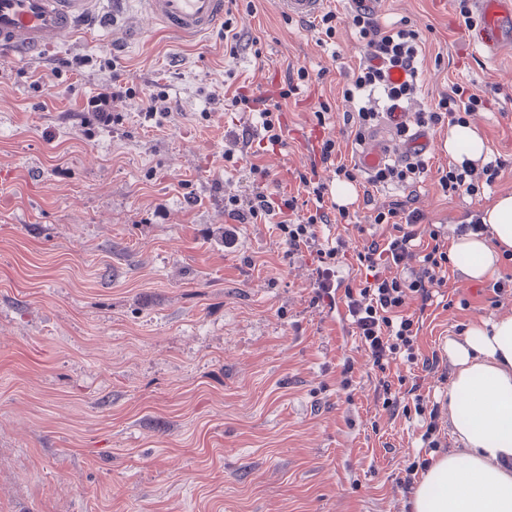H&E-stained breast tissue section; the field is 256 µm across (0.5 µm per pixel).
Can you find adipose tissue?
Masks as SVG:
<instances>
[{"label": "adipose tissue", "mask_w": 512, "mask_h": 512, "mask_svg": "<svg viewBox=\"0 0 512 512\" xmlns=\"http://www.w3.org/2000/svg\"><path fill=\"white\" fill-rule=\"evenodd\" d=\"M445 147L459 163L486 153L467 125L452 126ZM481 221L489 237L470 234L454 245L463 272L475 280L512 253V194L495 199ZM447 350L456 369L448 388L454 446L423 476L415 512H512V317L472 325L464 340L449 339Z\"/></svg>", "instance_id": "ef3b65f1"}]
</instances>
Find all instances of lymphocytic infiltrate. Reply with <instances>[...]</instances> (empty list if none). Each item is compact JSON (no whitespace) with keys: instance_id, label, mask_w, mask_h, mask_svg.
Segmentation results:
<instances>
[{"instance_id":"obj_1","label":"lymphocytic infiltrate","mask_w":512,"mask_h":512,"mask_svg":"<svg viewBox=\"0 0 512 512\" xmlns=\"http://www.w3.org/2000/svg\"><path fill=\"white\" fill-rule=\"evenodd\" d=\"M367 49L366 60L353 75L343 98L352 104L356 115L352 122L356 136H363L379 120L380 101L413 99L418 93L419 32L402 22L389 27L379 25L372 17L357 14L352 18ZM399 68L409 75L407 81L395 85L388 71ZM497 87L488 95L467 93L464 87L452 86L433 108L414 112L412 122L430 130L444 125L464 124L474 112L486 108ZM499 161L476 165H449L438 183L443 192L474 193L481 185L493 186L501 175ZM425 170L423 159L404 157L378 168L370 178L373 186L398 190L415 184ZM300 184L313 196L315 206L306 214H298V199L285 194L257 192L242 201L228 196L224 204L227 216L242 224H262L275 220L288 256L309 254L312 258L313 294L310 305L343 303L356 333L367 352L375 372V402L390 417L415 412L425 430L421 436L429 448L443 445L439 420V403L421 394L419 372L437 374L446 382L448 369L438 353H422L417 345V331L428 308L432 307L447 284L450 263L448 235L433 224H422L417 211L407 210L404 202L391 200L375 204L372 195H364V205L372 209L371 221L385 227L382 240L367 241L354 255L358 269L366 270L368 281L359 287L337 285L336 268L344 262V241L324 247L318 228L331 224L333 217L348 220L349 210L338 206L328 211L324 205L326 186L315 172L298 173Z\"/></svg>"}]
</instances>
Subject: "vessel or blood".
Listing matches in <instances>:
<instances>
[{
	"instance_id": "b4317fda",
	"label": "vessel or blood",
	"mask_w": 512,
	"mask_h": 512,
	"mask_svg": "<svg viewBox=\"0 0 512 512\" xmlns=\"http://www.w3.org/2000/svg\"><path fill=\"white\" fill-rule=\"evenodd\" d=\"M284 11L309 19L324 0H280ZM144 11L168 31L195 38L224 24L225 0H141ZM479 20L468 38L488 59L512 49V0H474ZM94 0H0V58L38 59L49 47L74 36L84 20L93 16ZM430 134L422 129L408 133L402 145L405 155H423L432 149ZM393 156V144L373 134L361 144L357 161L372 173Z\"/></svg>"
}]
</instances>
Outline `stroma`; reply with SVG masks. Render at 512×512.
<instances>
[{
    "instance_id": "35a3bbf8",
    "label": "stroma",
    "mask_w": 512,
    "mask_h": 512,
    "mask_svg": "<svg viewBox=\"0 0 512 512\" xmlns=\"http://www.w3.org/2000/svg\"><path fill=\"white\" fill-rule=\"evenodd\" d=\"M255 6L234 59L223 31L188 40L138 0H98L110 23L52 50L73 67L47 80L45 61H0V512H401L419 418L375 407L344 311L309 305L310 256L285 258L275 225L224 215L263 170L297 193L322 139L353 164L342 91L365 48L347 0H327L329 38L278 0ZM376 19L420 33L411 109L455 84L504 87L469 123L505 165L495 193H512V52L484 59L457 0H380ZM114 55L134 94L113 101L104 126L87 102L111 83ZM290 67L310 79L282 103V144L265 139L258 112L209 101L228 80L277 97ZM155 79L176 108L161 127L142 114ZM432 136L424 174L400 194L452 231L492 195H444L448 131ZM233 147L246 160L225 161ZM32 165L42 182H29ZM508 274L512 261L481 280L452 262L453 303L429 312L421 351L446 356L473 324L512 317L491 288Z\"/></svg>"
}]
</instances>
